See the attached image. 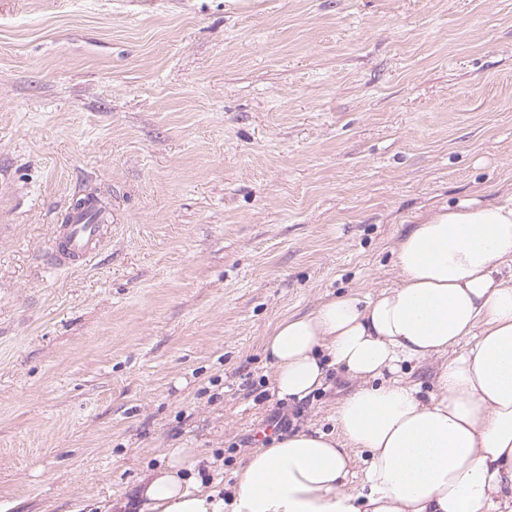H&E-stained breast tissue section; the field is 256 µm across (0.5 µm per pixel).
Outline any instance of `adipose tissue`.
<instances>
[{"instance_id":"1","label":"adipose tissue","mask_w":512,"mask_h":512,"mask_svg":"<svg viewBox=\"0 0 512 512\" xmlns=\"http://www.w3.org/2000/svg\"><path fill=\"white\" fill-rule=\"evenodd\" d=\"M395 253L396 286L281 318L265 339L278 398H306L333 366L357 380L338 435L275 438L226 486L202 475L213 458L168 449L139 512H512V205L433 210ZM428 358L442 365L425 396L399 371Z\"/></svg>"}]
</instances>
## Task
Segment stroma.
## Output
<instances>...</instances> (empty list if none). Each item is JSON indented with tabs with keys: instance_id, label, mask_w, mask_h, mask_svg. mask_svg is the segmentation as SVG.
Here are the masks:
<instances>
[{
	"instance_id": "35a3bbf8",
	"label": "stroma",
	"mask_w": 512,
	"mask_h": 512,
	"mask_svg": "<svg viewBox=\"0 0 512 512\" xmlns=\"http://www.w3.org/2000/svg\"><path fill=\"white\" fill-rule=\"evenodd\" d=\"M87 193L109 240L50 267ZM468 198H512V0H0V512L336 431L355 381L281 402L265 337Z\"/></svg>"
}]
</instances>
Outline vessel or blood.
<instances>
[{"label":"vessel or blood","instance_id":"b4317fda","mask_svg":"<svg viewBox=\"0 0 512 512\" xmlns=\"http://www.w3.org/2000/svg\"><path fill=\"white\" fill-rule=\"evenodd\" d=\"M108 239L102 215L90 209H73L67 223L57 225L46 253L52 267L74 268L100 251Z\"/></svg>","mask_w":512,"mask_h":512}]
</instances>
